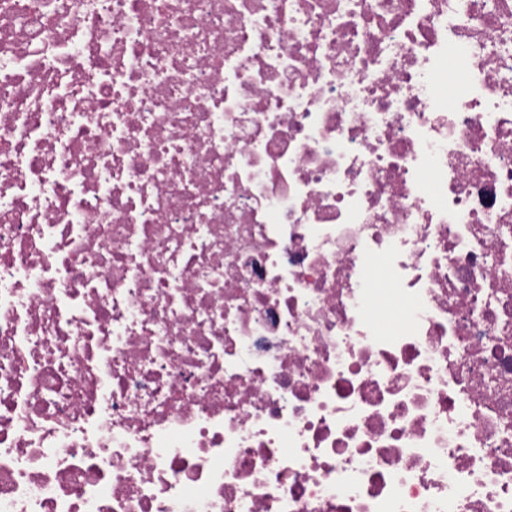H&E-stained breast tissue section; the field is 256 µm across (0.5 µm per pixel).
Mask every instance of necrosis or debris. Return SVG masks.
<instances>
[{
    "label": "necrosis or debris",
    "instance_id": "4bbe7bcc",
    "mask_svg": "<svg viewBox=\"0 0 512 512\" xmlns=\"http://www.w3.org/2000/svg\"><path fill=\"white\" fill-rule=\"evenodd\" d=\"M0 512H512V0H0Z\"/></svg>",
    "mask_w": 512,
    "mask_h": 512
}]
</instances>
